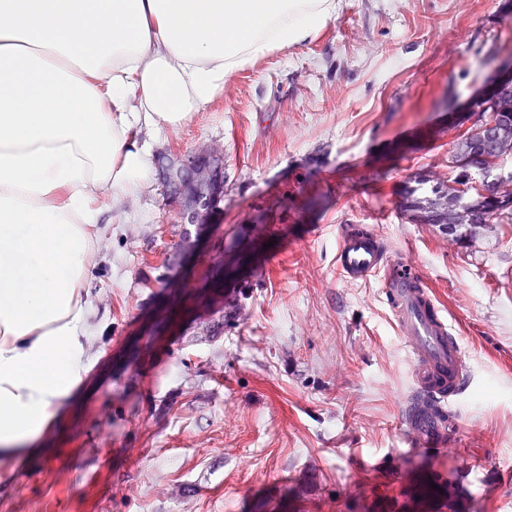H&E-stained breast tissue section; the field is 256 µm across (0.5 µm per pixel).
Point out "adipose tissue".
<instances>
[{
	"label": "adipose tissue",
	"mask_w": 512,
	"mask_h": 512,
	"mask_svg": "<svg viewBox=\"0 0 512 512\" xmlns=\"http://www.w3.org/2000/svg\"><path fill=\"white\" fill-rule=\"evenodd\" d=\"M336 0H0V448L82 372L88 228L153 177L150 141L315 37Z\"/></svg>",
	"instance_id": "adipose-tissue-1"
}]
</instances>
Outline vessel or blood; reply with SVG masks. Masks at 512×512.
Instances as JSON below:
<instances>
[{"label": "vessel or blood", "mask_w": 512, "mask_h": 512, "mask_svg": "<svg viewBox=\"0 0 512 512\" xmlns=\"http://www.w3.org/2000/svg\"><path fill=\"white\" fill-rule=\"evenodd\" d=\"M336 271L349 282L379 279L384 301L407 351L412 390L402 402L400 433L405 444L438 450L453 436L449 410L468 382L462 339L442 314L421 272L389 255L383 240L361 225L338 235Z\"/></svg>", "instance_id": "b4317fda"}]
</instances>
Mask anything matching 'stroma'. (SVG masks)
Returning a JSON list of instances; mask_svg holds the SVG:
<instances>
[{"mask_svg": "<svg viewBox=\"0 0 512 512\" xmlns=\"http://www.w3.org/2000/svg\"><path fill=\"white\" fill-rule=\"evenodd\" d=\"M338 2L154 138L158 165L223 144L207 224L157 175L92 228L84 370L35 450L0 456V512H512V224L452 248L399 207L512 61V0ZM344 224L405 254L462 338L447 448L401 442L410 362L379 281L336 272Z\"/></svg>", "mask_w": 512, "mask_h": 512, "instance_id": "stroma-1", "label": "stroma"}]
</instances>
